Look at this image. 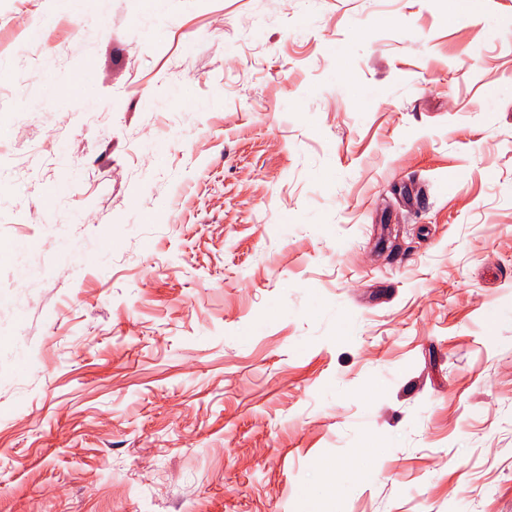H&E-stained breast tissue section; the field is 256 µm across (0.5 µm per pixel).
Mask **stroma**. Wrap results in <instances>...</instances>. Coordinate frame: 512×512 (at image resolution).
<instances>
[{
    "label": "stroma",
    "mask_w": 512,
    "mask_h": 512,
    "mask_svg": "<svg viewBox=\"0 0 512 512\" xmlns=\"http://www.w3.org/2000/svg\"><path fill=\"white\" fill-rule=\"evenodd\" d=\"M477 8L0 0V512H512Z\"/></svg>",
    "instance_id": "35a3bbf8"
}]
</instances>
